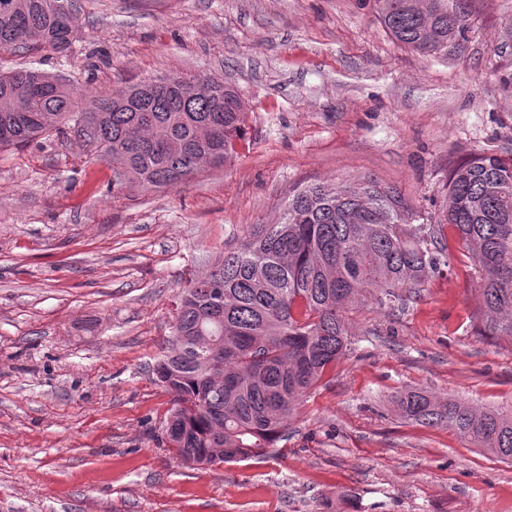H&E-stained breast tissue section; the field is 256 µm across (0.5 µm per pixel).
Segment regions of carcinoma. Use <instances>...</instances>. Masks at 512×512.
I'll return each instance as SVG.
<instances>
[{
	"label": "carcinoma",
	"mask_w": 512,
	"mask_h": 512,
	"mask_svg": "<svg viewBox=\"0 0 512 512\" xmlns=\"http://www.w3.org/2000/svg\"><path fill=\"white\" fill-rule=\"evenodd\" d=\"M83 0H0V49L29 43L67 50ZM399 44L432 54L465 38V0H374ZM28 69L0 74V148L24 146L74 122L73 133L104 158L124 150L112 185L175 187L231 161L244 135L240 95L209 76L196 95L172 76L159 89L136 84L95 94L82 112L64 81ZM448 225L421 221L399 193L372 177L304 187L283 221L258 224L236 251L213 261L210 278L182 290L172 334L153 371L172 396L165 426L176 455L201 463L264 456L285 436L304 396L346 353V307L367 294L400 311L451 266L453 232L478 273L472 316L480 336L512 338V158L476 154L448 175ZM224 353L215 355L217 344ZM403 417L445 427L502 462L512 461V412L407 389Z\"/></svg>",
	"instance_id": "1"
}]
</instances>
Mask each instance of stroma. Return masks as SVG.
<instances>
[{
  "mask_svg": "<svg viewBox=\"0 0 512 512\" xmlns=\"http://www.w3.org/2000/svg\"><path fill=\"white\" fill-rule=\"evenodd\" d=\"M462 50L394 42L373 0H85L66 53L0 50L91 95L170 75L236 87L231 163L113 190L70 130L0 149V512H512V464L400 417L406 388L512 411V339L475 334L467 252L351 346L270 456L184 465L152 373L178 292L307 185L371 176L428 223L449 171L512 156V0H468Z\"/></svg>",
  "mask_w": 512,
  "mask_h": 512,
  "instance_id": "stroma-1",
  "label": "stroma"
}]
</instances>
